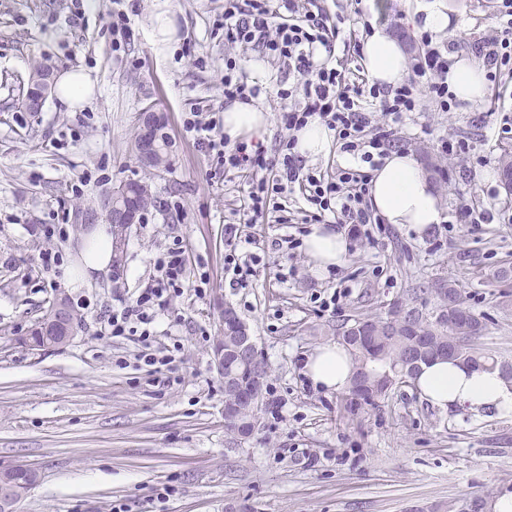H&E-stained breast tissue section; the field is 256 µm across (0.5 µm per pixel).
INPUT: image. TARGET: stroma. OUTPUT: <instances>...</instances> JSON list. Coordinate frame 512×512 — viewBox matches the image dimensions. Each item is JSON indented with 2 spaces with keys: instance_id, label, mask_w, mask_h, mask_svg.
<instances>
[{
  "instance_id": "1",
  "label": "stroma",
  "mask_w": 512,
  "mask_h": 512,
  "mask_svg": "<svg viewBox=\"0 0 512 512\" xmlns=\"http://www.w3.org/2000/svg\"><path fill=\"white\" fill-rule=\"evenodd\" d=\"M432 0H318L338 20L340 39L363 40L367 26L418 56ZM455 37L475 41L500 25L497 0H442ZM154 0H0V466H36L40 478L18 512H410L512 485V419L429 407L399 384L374 406L350 407L343 392L317 389L302 371L310 352L335 341L347 319L386 316L414 298L436 310L432 284L458 288L488 329L479 348L512 363V196L499 193L486 224L434 228L418 236L382 225L375 244L351 238L348 261L317 276L304 249H271L288 235L277 213L247 224L243 178L225 171L182 130L186 113L223 120L224 61L236 58L270 90L296 82L280 61L224 39V0H170L179 20L174 53L158 58L150 39ZM124 15L134 36L114 47L108 23ZM89 73L94 101L73 112L48 97L42 112L21 105V83L42 61ZM497 111H489L490 101ZM163 113L169 167L153 181L157 206L133 225L119 277L84 276L89 232L76 208H97L113 186L144 175L131 150L138 116ZM405 152L437 157L440 139L467 140L470 157L444 161L434 184L446 216L463 204L488 205L483 169L512 153V75L486 84L479 103L414 114L396 128ZM55 224L65 238L47 241ZM229 224L270 249L246 288L224 275ZM188 254L187 283L153 325L155 345H180L175 368L152 372L139 344L103 335L109 311L151 283L154 258L173 244ZM63 257L41 274L39 252ZM65 294L85 317L68 345L34 349L28 330ZM335 297L318 307L317 297ZM232 307L269 365L267 407L249 439L224 428V382L213 348ZM170 486L169 499L157 489Z\"/></svg>"
}]
</instances>
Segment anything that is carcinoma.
Segmentation results:
<instances>
[{"label": "carcinoma", "mask_w": 512, "mask_h": 512, "mask_svg": "<svg viewBox=\"0 0 512 512\" xmlns=\"http://www.w3.org/2000/svg\"><path fill=\"white\" fill-rule=\"evenodd\" d=\"M160 159L143 168L158 176L169 166L167 138L159 140ZM125 202L141 214L155 203L152 182L132 179L115 187ZM127 232L112 225V264L118 268L123 259ZM439 300L437 312L427 315L407 302L392 311L391 317L358 315L338 329L337 337L347 348L354 369L350 389L351 402L375 403L386 396L396 380L409 377L407 368L418 373L420 365L434 359H459L482 369L499 367L498 358L475 347L474 339L483 335L486 323L475 315L450 283L433 288ZM224 369H234L239 383L224 390V424L228 434L237 439L249 437L259 427L254 406L265 401L266 382L256 381L244 367L236 351L233 326H224Z\"/></svg>", "instance_id": "carcinoma-1"}]
</instances>
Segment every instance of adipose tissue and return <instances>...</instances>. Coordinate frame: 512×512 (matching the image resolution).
<instances>
[{"label": "adipose tissue", "instance_id": "obj_1", "mask_svg": "<svg viewBox=\"0 0 512 512\" xmlns=\"http://www.w3.org/2000/svg\"><path fill=\"white\" fill-rule=\"evenodd\" d=\"M151 25L154 51L159 57H167L179 41L177 18L168 0H157ZM362 59L368 78L378 84L392 87L405 75L402 45L382 30L366 35ZM448 85L460 101L475 102L483 92L482 72L470 60H455L448 69ZM267 126V112L251 102H235L224 112V135L233 142L260 135ZM369 197L375 215L385 223L410 227L419 235L445 220L428 172L410 153H390L373 173ZM303 243L313 269L320 275L345 263L350 254L345 229L328 224L311 225ZM303 368L315 387L329 392L348 390L352 384V361L339 342L318 346L306 358ZM414 384L424 400L440 411L463 408L475 414L491 412L503 419L512 418V379L499 371L437 360L422 365Z\"/></svg>", "mask_w": 512, "mask_h": 512}]
</instances>
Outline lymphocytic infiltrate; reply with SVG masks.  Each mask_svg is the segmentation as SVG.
I'll return each mask as SVG.
<instances>
[{
	"label": "lymphocytic infiltrate",
	"mask_w": 512,
	"mask_h": 512,
	"mask_svg": "<svg viewBox=\"0 0 512 512\" xmlns=\"http://www.w3.org/2000/svg\"><path fill=\"white\" fill-rule=\"evenodd\" d=\"M300 12L298 0H225L224 38L241 44L265 57L287 63L297 74L294 87L278 89L277 99L301 95L302 106L283 108L281 121L287 131L274 155L249 151L247 146L227 147L215 139L213 121L191 114L183 129L205 152L212 154L225 170L236 171L246 180L241 208L244 216L258 220L278 210L277 199L285 192L299 191L310 204L303 221L362 227L377 223L369 199L374 170L381 168L396 143L393 127L415 112H450L458 103L448 91V59L432 45L429 34H422V52L409 66L407 77L396 86L370 85L352 78L335 63L338 52L359 53L358 43L339 42V27L328 15L306 11L305 21L293 23ZM499 26L486 38L470 43L469 49L482 57L489 80L512 73V0H500ZM378 103L380 116L372 118L360 106L362 98ZM320 120L333 131L340 153L357 159L354 167H337L330 174L306 171L296 151V134L312 120ZM224 274L232 286L248 287L264 257L256 242L241 238L234 227H227ZM156 275L133 303L109 315L106 324L113 337L135 338L142 349L139 361L148 367L171 366L175 358L152 353V324L164 314L185 282L187 257L183 247H172L154 261Z\"/></svg>",
	"instance_id": "lymphocytic-infiltrate-1"
}]
</instances>
